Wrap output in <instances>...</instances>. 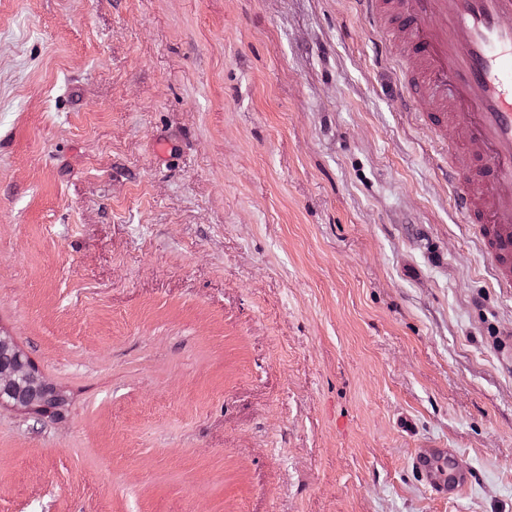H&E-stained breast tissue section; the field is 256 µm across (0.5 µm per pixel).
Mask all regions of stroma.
Instances as JSON below:
<instances>
[{
    "label": "stroma",
    "instance_id": "obj_1",
    "mask_svg": "<svg viewBox=\"0 0 512 512\" xmlns=\"http://www.w3.org/2000/svg\"><path fill=\"white\" fill-rule=\"evenodd\" d=\"M400 72L357 0H0V334L66 399L0 512H512V285ZM412 465L434 493L452 497L468 487L470 473L451 448H420Z\"/></svg>",
    "mask_w": 512,
    "mask_h": 512
}]
</instances>
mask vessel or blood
Listing matches in <instances>:
<instances>
[{
  "label": "vessel or blood",
  "instance_id": "obj_1",
  "mask_svg": "<svg viewBox=\"0 0 512 512\" xmlns=\"http://www.w3.org/2000/svg\"><path fill=\"white\" fill-rule=\"evenodd\" d=\"M361 13L427 98L422 115L448 141V187L465 221L481 225L499 277L512 282V0H359ZM412 465L452 497L470 473L450 448Z\"/></svg>",
  "mask_w": 512,
  "mask_h": 512
}]
</instances>
